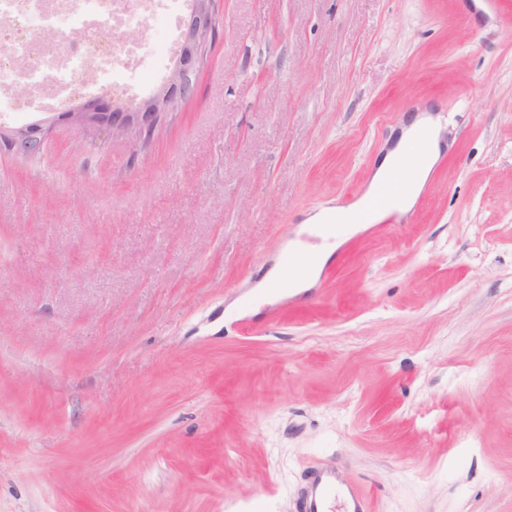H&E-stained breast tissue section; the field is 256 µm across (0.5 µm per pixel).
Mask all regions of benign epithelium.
<instances>
[{"label":"benign epithelium","mask_w":512,"mask_h":512,"mask_svg":"<svg viewBox=\"0 0 512 512\" xmlns=\"http://www.w3.org/2000/svg\"><path fill=\"white\" fill-rule=\"evenodd\" d=\"M213 2L195 0L182 19L179 60L156 93L131 107L102 93L62 112H40L19 125L0 122V153L36 158L44 153L52 131L66 124L79 125L102 140L125 137L142 143L154 135L167 114L196 94V76L206 61L217 23Z\"/></svg>","instance_id":"obj_1"}]
</instances>
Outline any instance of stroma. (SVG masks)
I'll return each mask as SVG.
<instances>
[{
	"mask_svg": "<svg viewBox=\"0 0 512 512\" xmlns=\"http://www.w3.org/2000/svg\"><path fill=\"white\" fill-rule=\"evenodd\" d=\"M149 146L0 156V512H512V0H217ZM408 215L266 276L418 108ZM338 486H345L346 501L344 512H370L365 493L350 488L333 465H325L313 472L312 480L302 498V512H328L327 504L336 496Z\"/></svg>",
	"mask_w": 512,
	"mask_h": 512,
	"instance_id": "1",
	"label": "stroma"
}]
</instances>
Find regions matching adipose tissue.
<instances>
[{
    "instance_id": "adipose-tissue-1",
    "label": "adipose tissue",
    "mask_w": 512,
    "mask_h": 512,
    "mask_svg": "<svg viewBox=\"0 0 512 512\" xmlns=\"http://www.w3.org/2000/svg\"><path fill=\"white\" fill-rule=\"evenodd\" d=\"M427 127L425 149L418 165L413 166L404 175L405 189L391 202L380 205L376 199L380 195L389 174L399 168L408 145L420 127ZM440 153L439 120L433 116H419L403 132L397 146L387 153L377 164L373 176L360 199L349 207H329L312 215L308 219L311 227L320 229L327 222H334L342 232H349L363 224H370L385 218L394 211L409 210L421 191L428 174Z\"/></svg>"
}]
</instances>
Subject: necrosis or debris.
Masks as SVG:
<instances>
[{"instance_id": "4bbe7bcc", "label": "necrosis or debris", "mask_w": 512, "mask_h": 512, "mask_svg": "<svg viewBox=\"0 0 512 512\" xmlns=\"http://www.w3.org/2000/svg\"><path fill=\"white\" fill-rule=\"evenodd\" d=\"M189 0H0V114L62 107L94 89L128 98L159 81ZM24 83L26 98L15 87Z\"/></svg>"}]
</instances>
